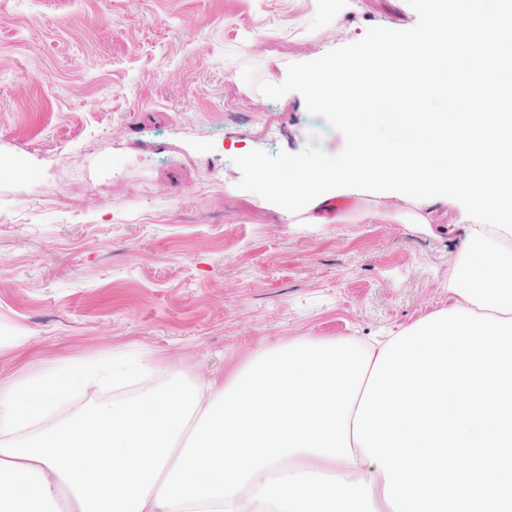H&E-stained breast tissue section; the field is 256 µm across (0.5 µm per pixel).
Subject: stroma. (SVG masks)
<instances>
[{
  "label": "stroma",
  "mask_w": 512,
  "mask_h": 512,
  "mask_svg": "<svg viewBox=\"0 0 512 512\" xmlns=\"http://www.w3.org/2000/svg\"><path fill=\"white\" fill-rule=\"evenodd\" d=\"M0 0V380L145 346L208 378L293 336L371 344L447 306L468 235L459 205L423 226L410 204L341 198L339 224H298L241 179L228 147L297 153L340 132L242 78L341 47L347 29L413 25L352 0ZM275 37L256 36L260 22ZM277 62H270V54Z\"/></svg>",
  "instance_id": "obj_1"
}]
</instances>
